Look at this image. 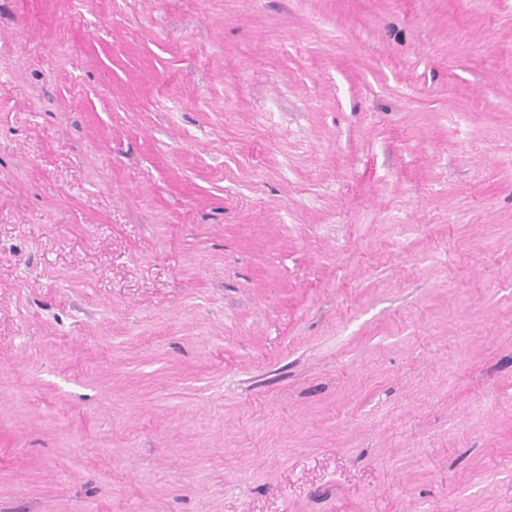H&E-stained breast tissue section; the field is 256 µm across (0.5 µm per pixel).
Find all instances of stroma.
I'll use <instances>...</instances> for the list:
<instances>
[{
  "mask_svg": "<svg viewBox=\"0 0 512 512\" xmlns=\"http://www.w3.org/2000/svg\"><path fill=\"white\" fill-rule=\"evenodd\" d=\"M0 512H512V0H0Z\"/></svg>",
  "mask_w": 512,
  "mask_h": 512,
  "instance_id": "obj_1",
  "label": "stroma"
}]
</instances>
